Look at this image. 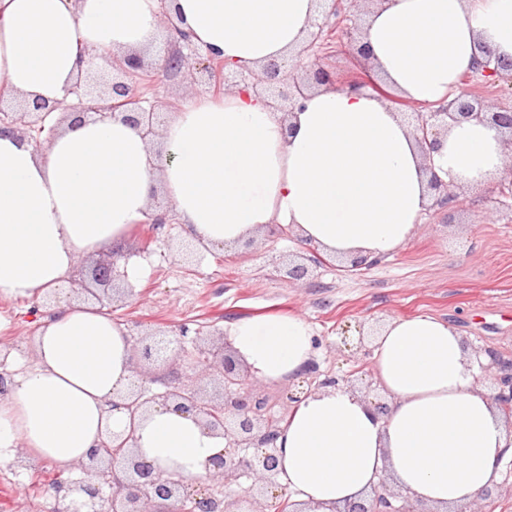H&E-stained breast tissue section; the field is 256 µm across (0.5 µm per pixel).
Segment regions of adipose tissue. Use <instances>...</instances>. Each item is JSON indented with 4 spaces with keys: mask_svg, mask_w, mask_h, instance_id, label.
I'll list each match as a JSON object with an SVG mask.
<instances>
[{
    "mask_svg": "<svg viewBox=\"0 0 512 512\" xmlns=\"http://www.w3.org/2000/svg\"><path fill=\"white\" fill-rule=\"evenodd\" d=\"M322 0H0V95L65 99L92 48L103 65L147 55L169 13L229 68L294 54ZM367 85L323 86L292 115L252 90L181 100L159 146L114 118L62 123L43 147L0 133V299H42L85 256L119 246L167 197L190 239L231 247L286 224L331 255L378 259L405 246L431 203L428 179L478 188L506 167L502 134L452 125L425 164L398 100L428 107L460 95L485 55L512 59V0H389L362 18ZM260 381L299 379L313 331L293 312L224 326ZM374 377L388 400L376 416L359 392H312L281 423L279 481L299 512H339L383 471L430 512H453L493 490L512 458V428L482 389L459 330L429 314L388 321L374 341ZM35 362L7 359L0 465L18 453L59 467L87 460L112 433L174 477L204 481L223 436L159 407L130 423L117 404L133 380L122 324L62 297L39 321Z\"/></svg>",
    "mask_w": 512,
    "mask_h": 512,
    "instance_id": "1",
    "label": "adipose tissue"
}]
</instances>
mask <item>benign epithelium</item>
I'll return each mask as SVG.
<instances>
[{"label": "benign epithelium", "instance_id": "benign-epithelium-1", "mask_svg": "<svg viewBox=\"0 0 512 512\" xmlns=\"http://www.w3.org/2000/svg\"><path fill=\"white\" fill-rule=\"evenodd\" d=\"M382 3L384 0H331V9L322 22L312 25L304 46L288 59L268 61L260 71H230L224 59L191 42L185 32L173 22L170 48L162 59V66L173 74L187 69L203 74L214 87L231 91L241 84L259 95L270 98L277 105L287 104L293 109L305 96L308 87L327 85L335 78L320 60H311L316 49L325 41L333 19L343 15V35L349 45L355 47L361 63L369 59L368 46L362 42L363 28L355 16L362 3ZM145 69L144 60L137 55H126L112 62V83L100 89L79 80L69 90L76 102L61 106L37 99L23 101L15 106L4 102L0 96V131L9 129L19 132L35 145H41L35 133H52L53 126H46L47 118L58 109L80 122L93 119L99 122L121 115L122 120L138 128L144 137L154 140L158 135L159 111L165 102L159 97L147 98L137 92L130 80ZM476 73L492 82H509L512 90V61L500 60L490 55L479 62ZM408 123L420 135L425 155L437 151L448 126L462 120H475L509 133L507 143L512 147V107L500 106L487 110L478 98L462 93L448 104L427 112L407 113ZM429 189L436 196V205L446 207L458 202V197L448 194V183L435 172H430ZM120 250L96 261L92 268V282L83 278L82 264H77L68 277L69 296L90 295L100 308L110 312L115 294L134 295V287L119 285L125 275L117 266ZM179 254L184 263L196 266L203 258L197 246L191 242L180 245ZM189 328L157 330L142 334L133 341L132 349L141 350L146 360L182 362L186 377L175 370L164 382V391L157 392L150 386L151 380L143 376L140 383L125 395L119 407L126 410L129 422L135 423L144 411L155 405L198 417L210 431L224 436L227 448L210 458L213 474L204 482L188 483L165 474L133 448L134 427L121 434H112L91 450L88 460L78 463L83 476L55 484L57 512H228L236 503L231 498L232 487L240 486L239 479L246 477L251 483L243 490L241 498L258 505L254 512H298L278 483L279 450L272 447L279 429V421L272 416L271 406L264 398L249 391V377L238 361L225 353V347L215 350L200 344L195 338L188 339ZM196 347L195 355H185L186 343ZM492 363L499 369L495 377L491 400L507 417L512 416V359L503 360L491 351ZM316 368L306 370L307 388L303 394L322 387L336 386L339 380L312 377ZM216 381L221 396L209 397L202 383ZM112 488L104 496L103 486ZM341 512H428L413 503L408 496L390 492L382 483L371 489L369 497L347 503Z\"/></svg>", "mask_w": 512, "mask_h": 512}]
</instances>
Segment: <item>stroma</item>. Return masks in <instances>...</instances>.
Wrapping results in <instances>:
<instances>
[{"instance_id": "obj_1", "label": "stroma", "mask_w": 512, "mask_h": 512, "mask_svg": "<svg viewBox=\"0 0 512 512\" xmlns=\"http://www.w3.org/2000/svg\"><path fill=\"white\" fill-rule=\"evenodd\" d=\"M165 51L158 45L146 63L148 95L175 104L190 94L211 93L205 75L162 71L158 62ZM458 193L460 208H429L406 246L357 270L340 256L314 264L313 252L297 235L279 237L269 229L212 250L191 269L177 254L184 238L180 224L161 230L138 225L123 249L142 252L147 270L137 297L116 301L113 316L136 335L185 323L206 338L240 318L294 312L320 341L314 357L319 372L351 381L372 400L380 396L369 354L374 341L360 339L359 330L393 318L438 316L461 330L472 351L493 349L510 359L512 208L500 204L493 185ZM305 260L312 263L309 273L289 278L288 267ZM32 306L25 299L0 300V309L13 318L7 341L28 362L37 330ZM58 473L41 462L0 466V512H55L49 481Z\"/></svg>"}]
</instances>
